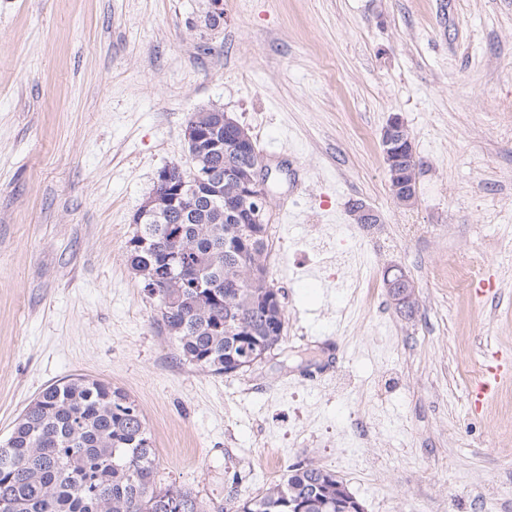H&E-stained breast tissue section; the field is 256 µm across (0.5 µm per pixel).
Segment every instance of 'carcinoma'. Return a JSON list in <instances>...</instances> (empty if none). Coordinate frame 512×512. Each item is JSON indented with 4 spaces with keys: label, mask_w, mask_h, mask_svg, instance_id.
Masks as SVG:
<instances>
[{
    "label": "carcinoma",
    "mask_w": 512,
    "mask_h": 512,
    "mask_svg": "<svg viewBox=\"0 0 512 512\" xmlns=\"http://www.w3.org/2000/svg\"><path fill=\"white\" fill-rule=\"evenodd\" d=\"M211 137L224 152L204 157L219 173L254 162L252 144L238 141L224 113L208 114ZM192 192L160 214L151 230L154 248H127L130 266L144 268L163 327L184 363L213 374L246 370L249 355L277 348L286 321L284 299L274 300L268 227L257 234L236 220L227 200ZM188 247L183 261L206 279L200 292L168 287L170 272L157 250ZM156 450L139 406L119 388L86 375L46 387L24 409L0 446V512H209L190 490L157 481ZM336 472L312 461L288 466L283 482L257 496L232 498L218 512H342Z\"/></svg>",
    "instance_id": "carcinoma-1"
}]
</instances>
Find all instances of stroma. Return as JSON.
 <instances>
[{"label": "stroma", "instance_id": "obj_1", "mask_svg": "<svg viewBox=\"0 0 512 512\" xmlns=\"http://www.w3.org/2000/svg\"><path fill=\"white\" fill-rule=\"evenodd\" d=\"M0 0V442L85 374L141 408L162 484L210 507L311 461L366 512H476L512 494V374L481 408L464 365L512 355V0ZM246 126L274 213L283 341L227 378L180 362L126 250L183 130ZM422 160L395 206L380 132ZM361 202L381 218L365 232ZM478 265L485 297L442 275ZM400 266L418 305L383 282ZM363 415L358 446L337 440ZM403 124L402 118L398 114H393L388 118L382 129V143L392 148L391 150L384 151L382 145L387 171L393 168L396 162L401 160L399 154H401L402 148L396 149L395 147L399 146L401 143L398 138V132L401 130Z\"/></svg>", "mask_w": 512, "mask_h": 512}]
</instances>
